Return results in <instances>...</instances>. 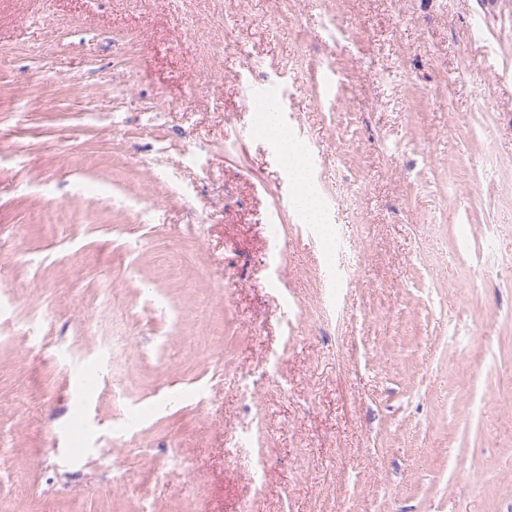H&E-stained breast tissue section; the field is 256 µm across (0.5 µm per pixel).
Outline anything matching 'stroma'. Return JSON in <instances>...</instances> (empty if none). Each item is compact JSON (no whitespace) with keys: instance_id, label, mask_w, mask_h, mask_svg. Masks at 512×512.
<instances>
[{"instance_id":"35a3bbf8","label":"stroma","mask_w":512,"mask_h":512,"mask_svg":"<svg viewBox=\"0 0 512 512\" xmlns=\"http://www.w3.org/2000/svg\"><path fill=\"white\" fill-rule=\"evenodd\" d=\"M1 458L0 512H512V0H0ZM267 134L269 138L278 146L288 165L292 168L294 178L300 188V193L297 199L300 209L305 213L306 216L308 215L312 221H320V216L322 214L320 201L308 186L304 167L294 162L300 156L297 145L288 139V133L284 132L283 129L277 124L274 126H269V131H267Z\"/></svg>"}]
</instances>
